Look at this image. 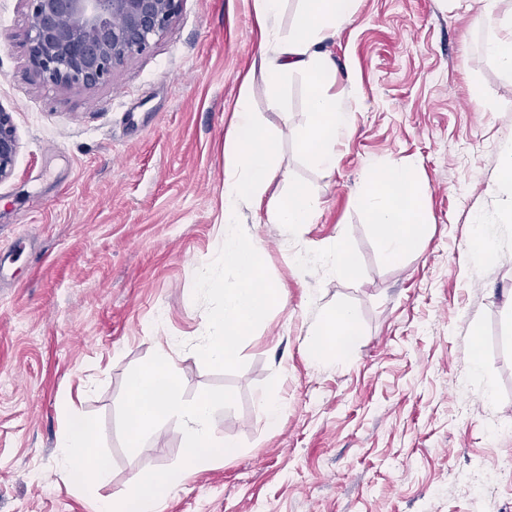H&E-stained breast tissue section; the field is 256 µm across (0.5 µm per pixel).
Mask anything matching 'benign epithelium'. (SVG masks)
Wrapping results in <instances>:
<instances>
[{"label": "benign epithelium", "mask_w": 512, "mask_h": 512, "mask_svg": "<svg viewBox=\"0 0 512 512\" xmlns=\"http://www.w3.org/2000/svg\"><path fill=\"white\" fill-rule=\"evenodd\" d=\"M27 56L43 82L92 87L147 52L178 16L183 0H26ZM18 139L0 108V180L13 170Z\"/></svg>", "instance_id": "benign-epithelium-1"}]
</instances>
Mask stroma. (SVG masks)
Wrapping results in <instances>:
<instances>
[{
    "instance_id": "1",
    "label": "stroma",
    "mask_w": 512,
    "mask_h": 512,
    "mask_svg": "<svg viewBox=\"0 0 512 512\" xmlns=\"http://www.w3.org/2000/svg\"><path fill=\"white\" fill-rule=\"evenodd\" d=\"M479 0H357L324 43L330 93L349 113L336 163L300 147L309 79L289 76L280 109L255 78L253 111L278 133L287 196L302 186L312 223H242L284 302L242 343L235 373L193 347L206 321L196 273L224 213V136L241 76L260 59L255 0H183L151 50L93 87L44 83L27 61L25 0H0V108L16 128L0 180V512H131L132 481L178 467L171 425L126 433L131 377L175 338L179 395L220 398L215 434L233 444L181 469L159 512H512V79L487 43L512 34ZM394 160L424 193L427 235L395 262L362 201L366 174ZM490 221L498 261L470 248ZM354 259L324 273L336 236ZM350 305L346 354L310 362L309 327ZM479 372H472L473 361ZM284 412L269 422L261 399ZM95 428L108 483L61 469L70 415Z\"/></svg>"
}]
</instances>
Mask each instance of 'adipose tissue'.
Listing matches in <instances>:
<instances>
[{
	"instance_id": "obj_1",
	"label": "adipose tissue",
	"mask_w": 512,
	"mask_h": 512,
	"mask_svg": "<svg viewBox=\"0 0 512 512\" xmlns=\"http://www.w3.org/2000/svg\"><path fill=\"white\" fill-rule=\"evenodd\" d=\"M302 10L288 35H280L279 19L284 0H257L262 58L260 69L272 96L271 109H279L278 91L293 73L306 75L312 86L307 97L310 122L300 144L317 165L333 166L335 146L349 129V114L342 98L329 93L325 85L330 77L329 59L322 45L336 35L337 26L354 13L356 0H301ZM365 201L380 230V250L385 261L394 262L417 247L426 234L421 191L414 172L396 161L375 164ZM272 223L308 224L314 202L303 188L292 185L284 199L269 200ZM354 313L349 306L330 307L320 312L312 326L315 342L309 348L313 362L336 355L340 345L355 335ZM178 370L171 353L159 351L129 381L128 429L131 436L157 425L172 422L182 434V465L197 468L216 451L232 454V444L218 446L213 415L217 400L208 394L185 404L177 396ZM94 446L90 423L71 417L60 442V461L83 480L103 484L111 478L109 462L92 455Z\"/></svg>"
}]
</instances>
